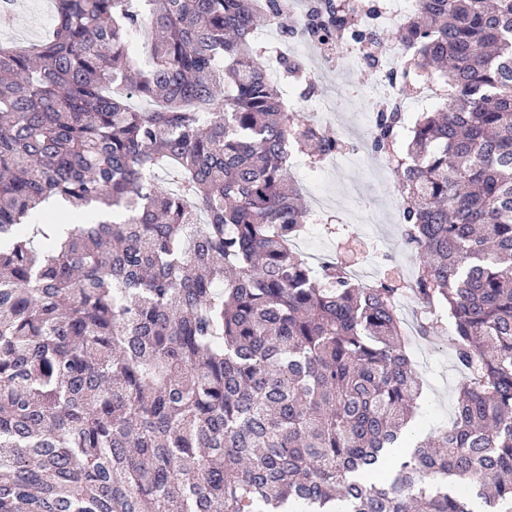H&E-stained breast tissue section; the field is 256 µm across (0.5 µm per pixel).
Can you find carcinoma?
Masks as SVG:
<instances>
[{"label": "carcinoma", "instance_id": "1", "mask_svg": "<svg viewBox=\"0 0 512 512\" xmlns=\"http://www.w3.org/2000/svg\"><path fill=\"white\" fill-rule=\"evenodd\" d=\"M55 6L0 43V512H512V0H417L448 109L372 134L465 373L421 441L397 289L289 246L338 143L261 64L280 0Z\"/></svg>", "mask_w": 512, "mask_h": 512}]
</instances>
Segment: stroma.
<instances>
[{"mask_svg": "<svg viewBox=\"0 0 512 512\" xmlns=\"http://www.w3.org/2000/svg\"><path fill=\"white\" fill-rule=\"evenodd\" d=\"M54 19L53 0H17L14 23L0 28V43L40 41L48 35ZM321 80L344 99L343 108L328 115L327 129L359 133L368 108L364 91L374 83V74L363 68H338L322 74ZM360 153L361 161L340 171L325 166L316 172L304 161L294 167L293 176L305 197L320 198L330 212L328 225L306 235L302 254L317 260L330 256L345 264L371 265L378 280L401 288L414 277L417 256L400 243L402 227L391 205L398 194L396 178L387 159L365 147ZM407 351L421 387L413 421V434L421 440L451 422L463 375L456 366L449 324L425 336L410 333Z\"/></svg>", "mask_w": 512, "mask_h": 512, "instance_id": "1", "label": "stroma"}]
</instances>
